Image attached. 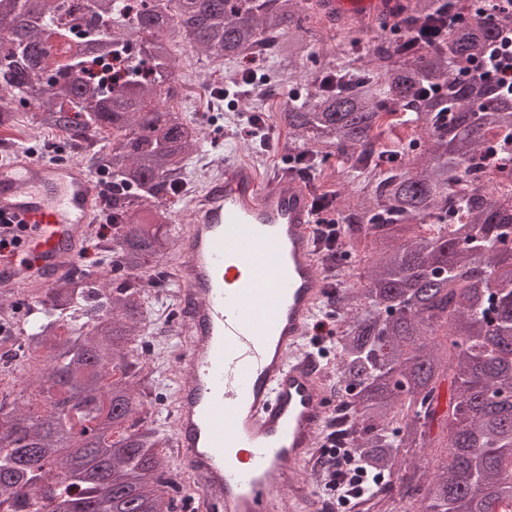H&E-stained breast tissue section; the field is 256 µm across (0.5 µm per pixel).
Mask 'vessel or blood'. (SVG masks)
Here are the masks:
<instances>
[{"mask_svg": "<svg viewBox=\"0 0 512 512\" xmlns=\"http://www.w3.org/2000/svg\"><path fill=\"white\" fill-rule=\"evenodd\" d=\"M404 0H317L329 23L358 27ZM97 206L87 165L17 155L0 164V217L27 225L29 259L0 261V278L52 282L81 254ZM174 281L177 403L171 413L179 467L199 477L200 512H316L301 463L324 429L327 401L310 368L317 310L327 296L314 247L308 190L261 175L235 155L224 175L186 202Z\"/></svg>", "mask_w": 512, "mask_h": 512, "instance_id": "obj_1", "label": "vessel or blood"}]
</instances>
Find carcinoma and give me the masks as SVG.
<instances>
[{
  "mask_svg": "<svg viewBox=\"0 0 512 512\" xmlns=\"http://www.w3.org/2000/svg\"><path fill=\"white\" fill-rule=\"evenodd\" d=\"M82 40L61 45L63 0H0V99L35 108L40 127L97 139L91 167L112 176V231L95 269L51 285L0 288V315L27 320L21 360L44 367L0 402V512H177L172 440L143 417L139 352L147 286L175 245L174 185L185 180L202 119L171 106L183 54L240 62L255 47L288 66L277 117L303 172L330 160L358 174L349 216L352 275L336 389L353 451L390 481L374 512H503L512 506V94L464 78L496 38L488 0H406L404 39L380 36L371 67L305 26L313 0H88ZM474 13L438 45L411 40L445 8ZM108 95L86 64L109 53ZM448 89L444 97L423 91ZM407 113L427 140L397 167L377 148L382 120ZM24 311L15 313L19 299ZM448 404L439 411L441 385ZM413 448H435L405 467Z\"/></svg>",
  "mask_w": 512,
  "mask_h": 512,
  "instance_id": "carcinoma-1",
  "label": "carcinoma"
}]
</instances>
